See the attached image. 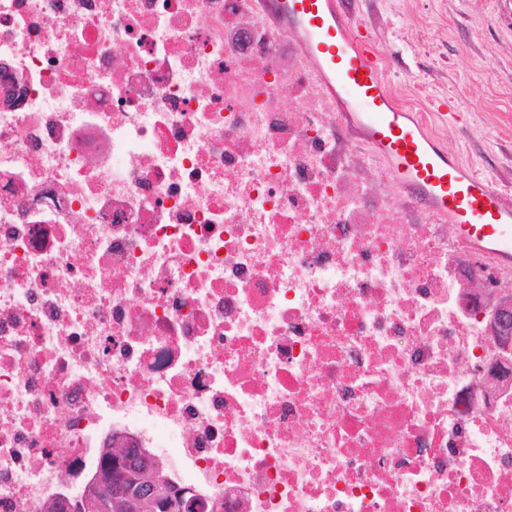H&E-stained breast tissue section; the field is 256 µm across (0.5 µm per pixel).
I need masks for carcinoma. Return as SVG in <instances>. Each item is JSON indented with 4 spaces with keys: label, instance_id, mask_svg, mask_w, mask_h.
<instances>
[{
    "label": "carcinoma",
    "instance_id": "cac0c4a2",
    "mask_svg": "<svg viewBox=\"0 0 512 512\" xmlns=\"http://www.w3.org/2000/svg\"><path fill=\"white\" fill-rule=\"evenodd\" d=\"M149 471L151 486H138V493L149 498L160 499L169 504L176 503L175 512H196L194 498L184 491L177 490L168 481L164 471L145 448L122 445L112 440V448L100 473L95 476L86 489L85 497H98L105 493L111 495L106 512H152L147 504L133 505L127 493L137 483L143 471Z\"/></svg>",
    "mask_w": 512,
    "mask_h": 512
}]
</instances>
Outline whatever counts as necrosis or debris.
<instances>
[{"label": "necrosis or debris", "instance_id": "necrosis-or-debris-1", "mask_svg": "<svg viewBox=\"0 0 512 512\" xmlns=\"http://www.w3.org/2000/svg\"><path fill=\"white\" fill-rule=\"evenodd\" d=\"M387 184L257 0H0V512L109 436L197 512H512V272Z\"/></svg>", "mask_w": 512, "mask_h": 512}]
</instances>
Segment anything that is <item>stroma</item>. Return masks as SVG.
<instances>
[{
	"label": "stroma",
	"mask_w": 512,
	"mask_h": 512,
	"mask_svg": "<svg viewBox=\"0 0 512 512\" xmlns=\"http://www.w3.org/2000/svg\"><path fill=\"white\" fill-rule=\"evenodd\" d=\"M348 8L389 57V84L417 89L415 111L451 100L461 119L440 127L448 152L512 194V0H350Z\"/></svg>",
	"instance_id": "stroma-1"
}]
</instances>
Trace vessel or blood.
<instances>
[{
    "label": "vessel or blood",
    "instance_id": "b4317fda",
    "mask_svg": "<svg viewBox=\"0 0 512 512\" xmlns=\"http://www.w3.org/2000/svg\"><path fill=\"white\" fill-rule=\"evenodd\" d=\"M290 28L335 100L341 122L387 166L396 188L448 224L466 248L512 268V199L432 136L422 113L399 105L346 0H266Z\"/></svg>",
    "mask_w": 512,
    "mask_h": 512
}]
</instances>
